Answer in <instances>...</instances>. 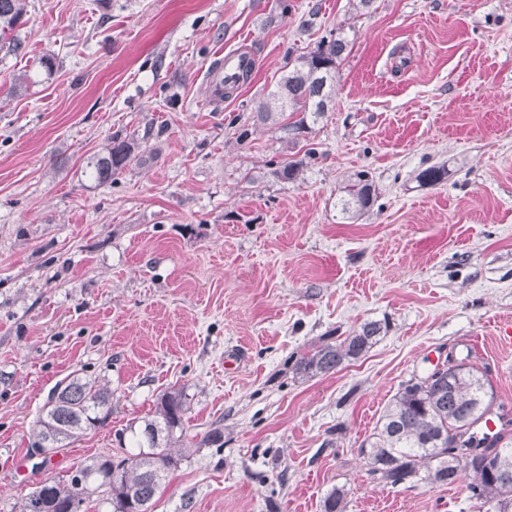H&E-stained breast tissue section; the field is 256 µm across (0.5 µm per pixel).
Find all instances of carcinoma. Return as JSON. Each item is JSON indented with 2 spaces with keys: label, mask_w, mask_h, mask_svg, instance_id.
I'll return each instance as SVG.
<instances>
[{
  "label": "carcinoma",
  "mask_w": 512,
  "mask_h": 512,
  "mask_svg": "<svg viewBox=\"0 0 512 512\" xmlns=\"http://www.w3.org/2000/svg\"><path fill=\"white\" fill-rule=\"evenodd\" d=\"M23 11L24 0H0V51L24 53L25 44L15 35ZM349 44L339 31L316 51L297 57L270 93V101L258 107L257 116L266 121L275 111L290 113L292 121L283 130L288 132V142L296 144L326 112L338 63ZM152 134L150 127L141 137L112 134L105 153L86 163L92 177L98 182L116 179L137 160L138 139ZM314 159L316 150L309 148L303 157L279 163L272 174L283 181L294 180ZM445 175V167L431 166L418 179L436 185ZM343 192L341 214L346 221L358 220L376 200L367 171L353 173ZM386 329L379 321L365 322L343 340L322 343L301 355L294 371L301 377L334 372L368 352ZM494 407L495 393L486 375L464 359L450 360L448 369L431 381L401 384L359 454L371 475L392 486L414 480L448 486L462 482L469 498L494 502L497 512H512V441H507L503 427L490 439L478 432ZM187 412L182 390L163 392L152 417L130 426L137 451L98 456L61 478L45 479L22 499L19 512H66L73 504L87 512L93 498L108 512H130L134 504L141 512H149L168 474L183 460L178 449L184 447ZM111 413L108 384L78 374L56 385L34 424L35 446L51 455L62 443L104 425ZM346 509L347 492L342 488L330 491L323 501V512Z\"/></svg>",
  "instance_id": "carcinoma-1"
}]
</instances>
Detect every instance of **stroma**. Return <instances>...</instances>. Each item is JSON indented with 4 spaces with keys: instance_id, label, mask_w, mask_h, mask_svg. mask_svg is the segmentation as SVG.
I'll list each match as a JSON object with an SVG mask.
<instances>
[{
    "instance_id": "1",
    "label": "stroma",
    "mask_w": 512,
    "mask_h": 512,
    "mask_svg": "<svg viewBox=\"0 0 512 512\" xmlns=\"http://www.w3.org/2000/svg\"><path fill=\"white\" fill-rule=\"evenodd\" d=\"M350 44L325 115L296 146L255 112L338 28ZM0 52V512L48 477L120 451L181 387L194 446L152 512H494L462 487L390 486L359 448L398 391L447 355L512 411V0H25ZM243 86L207 103L216 56ZM153 127L146 162L85 172L115 132ZM248 129L239 141L240 129ZM317 157L297 179L271 171ZM432 165L437 185L417 176ZM377 198L340 223L348 176ZM368 321L380 341L336 372L296 359ZM108 382L112 415L51 457L30 430L55 385ZM222 446L204 443L214 423ZM254 68V58L243 51L233 50L226 54L220 53L207 72V88L209 100L213 104L224 102V87L236 84L243 79V74L251 73ZM316 159V150L309 148L305 151L303 157L299 159H288V161L281 162L273 169L272 174L277 179L283 181H290L296 179L301 169L309 164L312 160Z\"/></svg>"
}]
</instances>
